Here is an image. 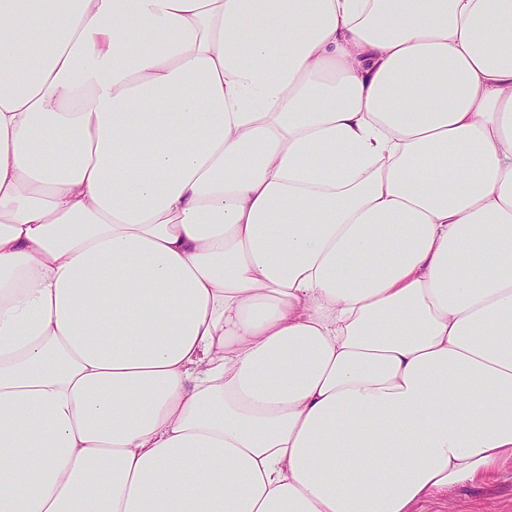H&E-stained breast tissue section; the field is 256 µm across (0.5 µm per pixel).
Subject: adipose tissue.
<instances>
[{"mask_svg": "<svg viewBox=\"0 0 512 512\" xmlns=\"http://www.w3.org/2000/svg\"><path fill=\"white\" fill-rule=\"evenodd\" d=\"M508 463L512 0H0V512Z\"/></svg>", "mask_w": 512, "mask_h": 512, "instance_id": "ef3b65f1", "label": "adipose tissue"}]
</instances>
